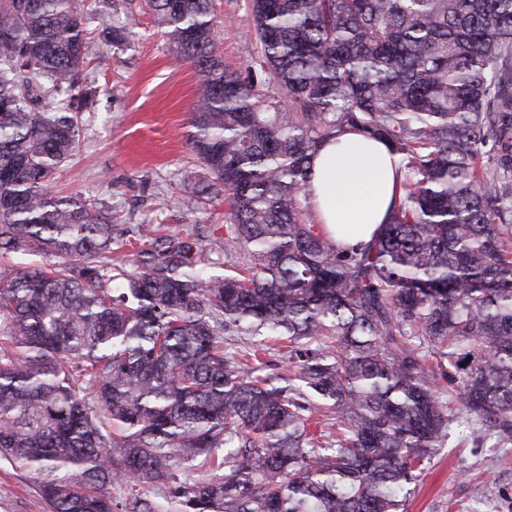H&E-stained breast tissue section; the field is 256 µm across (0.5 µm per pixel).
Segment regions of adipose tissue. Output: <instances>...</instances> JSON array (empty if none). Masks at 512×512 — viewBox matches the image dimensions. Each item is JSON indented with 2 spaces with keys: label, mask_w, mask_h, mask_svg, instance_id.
Returning a JSON list of instances; mask_svg holds the SVG:
<instances>
[{
  "label": "adipose tissue",
  "mask_w": 512,
  "mask_h": 512,
  "mask_svg": "<svg viewBox=\"0 0 512 512\" xmlns=\"http://www.w3.org/2000/svg\"><path fill=\"white\" fill-rule=\"evenodd\" d=\"M309 202L339 247L368 242L399 194L387 144L362 134L326 142L312 160Z\"/></svg>",
  "instance_id": "obj_1"
}]
</instances>
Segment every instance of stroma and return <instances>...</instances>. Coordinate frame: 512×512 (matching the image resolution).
<instances>
[{
	"label": "stroma",
	"instance_id": "1",
	"mask_svg": "<svg viewBox=\"0 0 512 512\" xmlns=\"http://www.w3.org/2000/svg\"><path fill=\"white\" fill-rule=\"evenodd\" d=\"M87 34L124 27L122 42L101 46L85 68L92 100L81 114L78 146L58 174L59 195L102 203L124 237L142 225L156 235L224 234V200L199 199L201 163L188 145L189 116L203 80L178 57L147 0H86ZM224 25L217 48L225 68L253 64L258 51L252 0H213ZM406 512H512V449L495 447L463 425L450 429L420 478ZM0 512H48L33 473L0 458Z\"/></svg>",
	"mask_w": 512,
	"mask_h": 512
}]
</instances>
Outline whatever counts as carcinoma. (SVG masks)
<instances>
[{
    "instance_id": "obj_1",
    "label": "carcinoma",
    "mask_w": 512,
    "mask_h": 512,
    "mask_svg": "<svg viewBox=\"0 0 512 512\" xmlns=\"http://www.w3.org/2000/svg\"><path fill=\"white\" fill-rule=\"evenodd\" d=\"M149 2L203 76L188 143L224 193L226 273L149 229L112 268L117 225L52 190L87 107L85 2L0 0V252L57 258L0 268V458L49 512H159L114 502L121 480L180 512H399L457 419L511 445L512 0H252L258 58L232 71L212 0ZM348 132L398 156L402 194L344 251L306 200ZM226 333L281 340L288 386ZM195 461L224 473L176 482ZM131 494H142L154 499L160 505L161 512H179L178 506L171 501H166L163 492L158 487L135 486L129 483L112 485V499L116 502H121Z\"/></svg>"
}]
</instances>
